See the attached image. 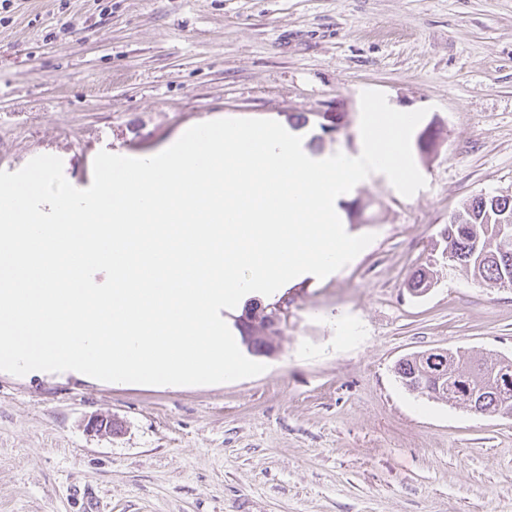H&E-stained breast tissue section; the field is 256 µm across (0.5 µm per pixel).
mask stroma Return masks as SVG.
Returning a JSON list of instances; mask_svg holds the SVG:
<instances>
[{"label": "stroma", "instance_id": "stroma-1", "mask_svg": "<svg viewBox=\"0 0 512 512\" xmlns=\"http://www.w3.org/2000/svg\"><path fill=\"white\" fill-rule=\"evenodd\" d=\"M367 89L425 109L426 185L405 197L378 174L341 201L375 239L275 292L273 353L240 344L265 372L176 390L1 373L0 512H512V418L394 372L434 348L512 357V287L474 282L440 238L475 196L512 193V0H16L0 170L50 154L84 189L100 151L152 156L222 118L354 153ZM423 265L437 282L415 297Z\"/></svg>", "mask_w": 512, "mask_h": 512}]
</instances>
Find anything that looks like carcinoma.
I'll list each match as a JSON object with an SVG mask.
<instances>
[{
	"instance_id": "obj_1",
	"label": "carcinoma",
	"mask_w": 512,
	"mask_h": 512,
	"mask_svg": "<svg viewBox=\"0 0 512 512\" xmlns=\"http://www.w3.org/2000/svg\"><path fill=\"white\" fill-rule=\"evenodd\" d=\"M512 222V195L481 194L463 210L456 220L444 225L441 238L450 251L453 264L464 268L479 282L501 286L512 279V246L503 250L497 235L504 222ZM434 279V271L420 267L411 275L407 288L424 289ZM427 370L441 377L432 383L427 395L459 405L466 396L483 414H501L505 407L512 409V387L499 384L498 374L512 375V358L485 353L471 356L459 349L445 348L430 354L415 352L401 359L395 373L405 387H410Z\"/></svg>"
}]
</instances>
